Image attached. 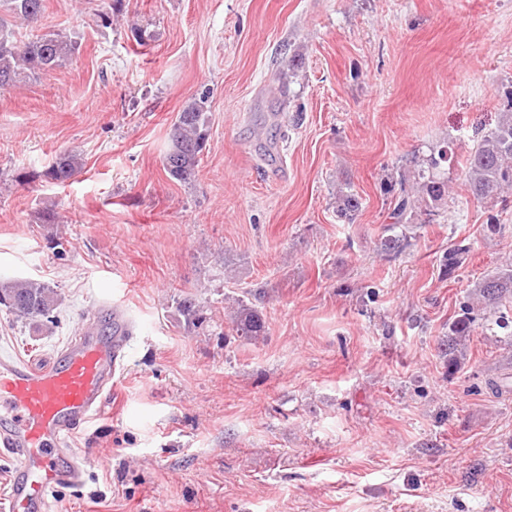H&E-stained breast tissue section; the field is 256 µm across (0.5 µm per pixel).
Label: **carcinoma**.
Masks as SVG:
<instances>
[{
    "mask_svg": "<svg viewBox=\"0 0 512 512\" xmlns=\"http://www.w3.org/2000/svg\"><path fill=\"white\" fill-rule=\"evenodd\" d=\"M11 18L27 27L41 20L44 0H4ZM12 23L0 15V89L15 85L20 78L49 74L71 61L78 52L76 42L61 30H48L19 43ZM208 116L206 99L189 103L177 114L170 132L169 149L163 157L168 176L180 183L191 182L196 175L200 156L207 139ZM451 160L448 147L431 151L430 155L414 162L413 168L401 175L399 200L393 208L388 225L389 235L380 240L385 252L401 251L406 234L395 233L404 224H418L422 211L433 212L448 202V179L440 175L442 163ZM82 166L76 153L58 155L45 170L44 176L55 184L66 183ZM461 175L477 200L502 198L512 194V112H503L496 125L484 132L476 145L466 151L461 162ZM362 208L361 198L351 186L336 193V212L348 220ZM0 305L25 323L52 321L60 305L58 291L49 283L37 279L0 280ZM488 313L491 325L512 329V317L504 309L512 307V259L498 270L480 279L461 307V316L449 324L444 340L448 364L459 367L465 357L466 341L471 332L470 311L474 307ZM232 323L237 335L256 340L266 331L262 312L243 299L236 302Z\"/></svg>",
    "mask_w": 512,
    "mask_h": 512,
    "instance_id": "1",
    "label": "carcinoma"
}]
</instances>
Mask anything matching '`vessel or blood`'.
Returning a JSON list of instances; mask_svg holds the SVG:
<instances>
[{"label":"vessel or blood","mask_w":512,"mask_h":512,"mask_svg":"<svg viewBox=\"0 0 512 512\" xmlns=\"http://www.w3.org/2000/svg\"><path fill=\"white\" fill-rule=\"evenodd\" d=\"M108 313L109 331L83 322L48 365L0 361V446L18 460L9 512H53V487L81 481L92 463L67 440L104 411L123 370L131 330L119 307Z\"/></svg>","instance_id":"1"}]
</instances>
